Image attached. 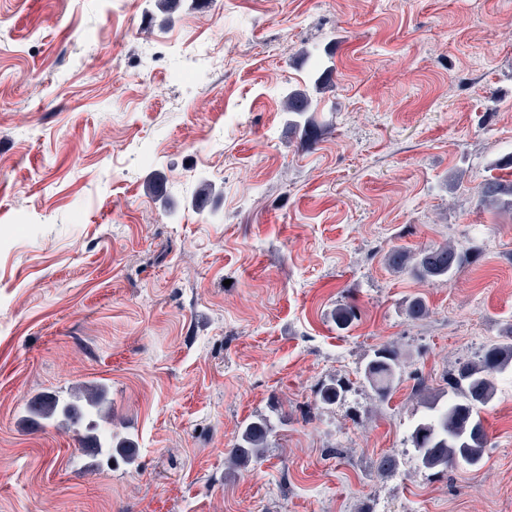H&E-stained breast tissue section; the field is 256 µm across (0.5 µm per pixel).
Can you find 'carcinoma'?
<instances>
[{
  "label": "carcinoma",
  "mask_w": 512,
  "mask_h": 512,
  "mask_svg": "<svg viewBox=\"0 0 512 512\" xmlns=\"http://www.w3.org/2000/svg\"><path fill=\"white\" fill-rule=\"evenodd\" d=\"M329 72L315 71L312 88L288 89L283 96V111L288 113V132L300 135L310 142L316 135L312 111L311 92L326 89ZM479 201L483 206L512 209V180L492 176L481 185ZM467 254L447 243L434 246L416 255L404 249L395 248L386 256L387 266L394 272H409L421 279L453 280L465 267ZM398 355L395 350L384 346L373 351L364 368V377L381 399L386 398L395 379ZM512 369V326L508 337L501 343L487 347L475 361L465 362L446 378L448 389L439 394L427 396L428 413L413 427L409 441L417 460L427 470L445 471L461 465L478 468L482 465L487 434L481 412L496 395L495 378L498 374ZM347 391L346 383L336 380L320 391L324 403L332 404L341 399ZM29 412L42 418L53 419L61 416L65 420L81 422L96 414L106 413V397L103 388L90 386L68 398L56 393H47L29 405ZM271 432L270 423L258 417L242 430L234 444L230 459L245 465L257 459L267 447ZM92 451L106 460L125 463L134 462L127 447L97 434L88 437Z\"/></svg>",
  "instance_id": "1"
}]
</instances>
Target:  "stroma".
Returning a JSON list of instances; mask_svg holds the SVG:
<instances>
[{
	"mask_svg": "<svg viewBox=\"0 0 512 512\" xmlns=\"http://www.w3.org/2000/svg\"><path fill=\"white\" fill-rule=\"evenodd\" d=\"M317 67L305 143L282 95ZM510 154L512 0H0V512H512L511 370L481 468L408 441L418 382L512 325V211L478 196ZM445 242L477 251L452 282L385 263ZM89 385L133 465L30 417ZM260 416L262 458L231 466ZM398 367L395 350L384 346L373 351L364 368V377L380 399H385L391 389Z\"/></svg>",
	"mask_w": 512,
	"mask_h": 512,
	"instance_id": "35a3bbf8",
	"label": "stroma"
}]
</instances>
